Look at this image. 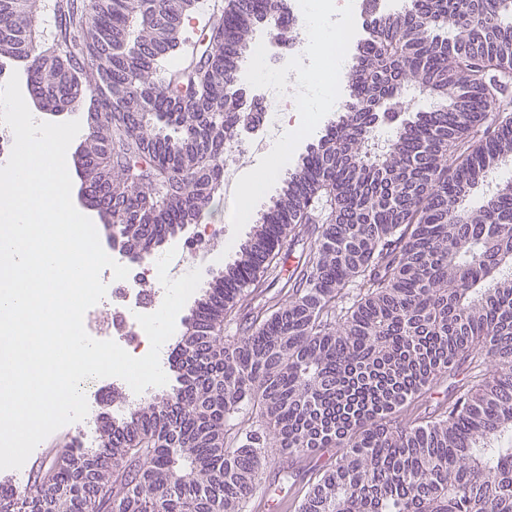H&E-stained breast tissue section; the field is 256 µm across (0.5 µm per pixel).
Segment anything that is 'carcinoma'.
I'll return each mask as SVG.
<instances>
[{"label": "carcinoma", "mask_w": 512, "mask_h": 512, "mask_svg": "<svg viewBox=\"0 0 512 512\" xmlns=\"http://www.w3.org/2000/svg\"><path fill=\"white\" fill-rule=\"evenodd\" d=\"M196 0H0V58L58 112L83 105L88 200L136 256L199 221L224 182L242 115L236 81L279 0H228L186 55ZM512 0H410L358 43L338 122L197 300L176 349L177 385L62 448L11 512H240L267 448L336 449L298 512H512ZM414 86L433 107L405 117ZM396 129L383 154L369 142ZM483 188L477 208L464 206ZM313 245L288 295L269 293L282 252ZM253 295L247 330L224 324ZM469 375L404 420L461 366ZM268 434L227 446L244 412Z\"/></svg>", "instance_id": "1"}]
</instances>
